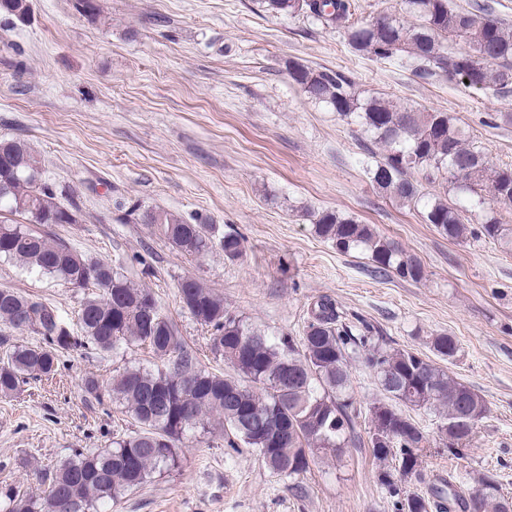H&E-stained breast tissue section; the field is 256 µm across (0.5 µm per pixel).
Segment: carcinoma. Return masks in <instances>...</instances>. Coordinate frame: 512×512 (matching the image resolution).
<instances>
[{"label": "carcinoma", "mask_w": 512, "mask_h": 512, "mask_svg": "<svg viewBox=\"0 0 512 512\" xmlns=\"http://www.w3.org/2000/svg\"><path fill=\"white\" fill-rule=\"evenodd\" d=\"M276 14H306L326 26H340L348 45L377 60L405 52L419 62V76L442 73L467 88L512 94V32L501 23L448 0H401L403 17L350 22L354 0H261ZM24 22L29 0H0V14ZM464 47H448L450 41ZM293 81L312 100L358 125L379 151L368 169L371 181L386 195L414 204L423 220L450 240L466 237L463 213L482 211L480 234L512 244V226L488 205L512 206V168H493L471 144L469 129L446 112L418 109L389 99L363 98L344 72L301 64L289 70ZM450 182L457 202L425 193L415 179ZM22 221H17V218ZM143 221L182 254L203 256L218 248L229 261L244 253L243 238L211 224H189L165 211L147 210ZM76 210L57 201L43 179L42 166L20 140L0 141V258L14 259L30 270L56 276L74 288L95 289L83 297L77 316L82 335H74L59 310L12 288H0V323L42 336L40 346L14 343L0 336V395L8 397L32 380L54 375L64 354L83 346L115 352L122 345H146L161 367L128 366L110 382L90 375L83 392L99 404L112 402L139 424L131 434L117 435L102 451H76L44 475L42 496L0 490V512H109V505L147 484L155 473L179 464V448L211 421L224 425L229 448L256 451L274 474L302 490L301 476L319 458L339 456L343 449L367 444L382 462H398L377 475L381 487L396 499L397 512H512V497L502 494L496 476L484 475L479 488L463 495L453 481L433 497L405 490L402 483L419 476L420 457L430 438L404 411L387 403L438 414V440L459 456L488 412L485 399L412 349L392 347L373 336L374 327L346 323L338 303L321 296L311 309L302 342L271 336L243 323L224 300L195 277L177 285L181 308L211 328L208 349L229 364L234 374L206 369L173 321L162 312L152 291L133 285L120 269L80 254L32 224H75ZM315 233L347 254H368L378 276L393 274L419 282L424 269L397 243L369 224L337 211H323ZM436 357L453 362L457 339L447 333L432 338ZM363 360L375 374L385 399L365 409L349 391L350 368ZM368 419V440L357 431L360 415Z\"/></svg>", "instance_id": "cac0c4a2"}]
</instances>
